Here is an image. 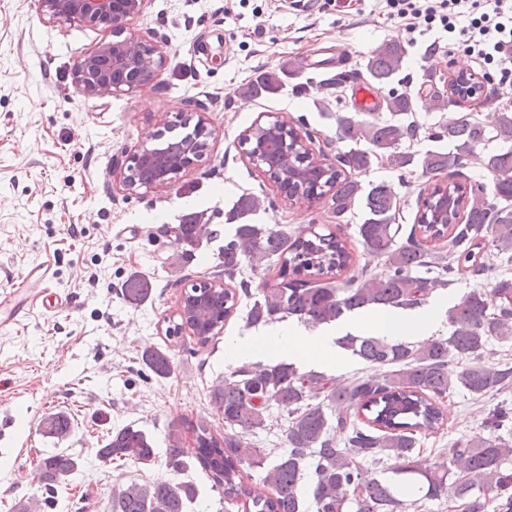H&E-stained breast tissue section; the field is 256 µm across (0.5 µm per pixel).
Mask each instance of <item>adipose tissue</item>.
<instances>
[{
	"label": "adipose tissue",
	"instance_id": "ef3b65f1",
	"mask_svg": "<svg viewBox=\"0 0 512 512\" xmlns=\"http://www.w3.org/2000/svg\"><path fill=\"white\" fill-rule=\"evenodd\" d=\"M440 313L439 307L431 306L406 311H379L373 314L356 312L349 314L350 327L361 329L375 336L403 340L411 336H425L431 330ZM337 331L331 327L310 330L288 325L277 327L260 336L234 338L227 344L230 361H247L256 354L277 361L314 362L333 366L343 358L336 343Z\"/></svg>",
	"mask_w": 512,
	"mask_h": 512
}]
</instances>
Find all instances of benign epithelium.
Segmentation results:
<instances>
[{
  "instance_id": "obj_1",
  "label": "benign epithelium",
  "mask_w": 512,
  "mask_h": 512,
  "mask_svg": "<svg viewBox=\"0 0 512 512\" xmlns=\"http://www.w3.org/2000/svg\"><path fill=\"white\" fill-rule=\"evenodd\" d=\"M147 0H36V8L43 19L53 22L60 18L91 25H104L119 34L126 23L140 15ZM163 66V54L158 46L133 36L122 40L103 42L94 51L81 58L73 71V83L85 97H105L138 90L157 79ZM179 126L186 129L181 140L173 143L169 159L157 157L155 141L163 132L141 141L126 156V165L120 167L119 180L123 190L135 194L150 185L168 186L186 176L209 148L208 139L214 135L204 119L195 124L184 120ZM277 135L278 139L291 136L303 148L305 140L291 129L288 121L275 119L265 125L256 123L243 135L245 157L256 167L263 168L274 184H279L273 170L275 158L269 156L260 143L261 132Z\"/></svg>"
}]
</instances>
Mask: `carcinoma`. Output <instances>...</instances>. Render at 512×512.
<instances>
[{"mask_svg":"<svg viewBox=\"0 0 512 512\" xmlns=\"http://www.w3.org/2000/svg\"><path fill=\"white\" fill-rule=\"evenodd\" d=\"M406 49L389 42L368 57L369 80L390 87L386 108L391 120L358 118L347 113L337 117L339 140L349 149L338 155L340 168L314 170L312 163L298 161L291 153L283 161L288 182L283 189L292 196L318 190L331 194L336 218L351 210L362 196L359 180L342 176L349 169L369 171L382 160L403 173L421 170L426 176L450 173L469 158L493 175L492 192L480 184L467 188L457 183L437 185L422 202L418 230L406 241L397 240L395 227L397 193L386 183L370 184L365 196V218L358 227L363 254L377 260L375 269L362 266L357 276H340L353 266V254L335 234L310 231H267L247 220L257 210V201L240 197L232 212L240 221L234 235L224 241V271L231 274L247 263L268 271L279 266L281 281L251 291L247 324H267L295 316L314 326L331 324L356 311L367 309H412L430 293L445 287L471 262L475 250L490 247L512 262V148L493 154L477 152L487 129L476 120L457 119L433 134L448 139L454 151L427 150L422 155L401 149L411 133L406 123L414 111L412 97L392 87L399 75ZM496 136L512 141V113L502 112L494 126ZM446 240L432 251L423 241ZM306 273L311 280H288V272ZM150 284L134 275L121 288L130 304L138 305L151 294ZM512 297V277L494 279L491 293L475 289L448 308L451 331L446 337L421 344L381 337L345 336L343 348L363 362L382 370L378 375L345 381L323 372L302 371L293 363H248L232 370L224 383L210 392L224 419V439L213 436L203 424L196 425L194 457L209 472L214 485L228 500L242 502L243 512H307L300 486L316 512H408L418 506L411 494L398 495L389 482L377 478L369 465L393 454L407 461L405 472L425 479L428 499L461 502L464 512H487L490 503L512 507V471L505 461L512 445L501 433L512 422L509 412L493 410L487 433L457 441L448 449V463L426 467L414 460L420 434H433L444 425L442 404L448 395L464 390L478 399L512 389V367L489 360L494 341L512 339V307L503 301ZM237 305V293L224 289V306L193 307L188 313L198 323L197 338L212 337L206 325L228 319ZM142 363L153 374L165 377L172 371V358L158 348L142 352ZM284 421L287 448L263 477L265 490L245 481L246 470L262 467L263 449L246 442L254 430H266L273 420ZM71 422L64 414L48 419L46 433L63 438ZM167 464H184L186 450L179 437H170ZM102 463L132 461L150 464L155 449L145 432L131 425L109 436L98 449ZM81 459L64 451L49 454L38 463L42 486L51 489L75 474ZM197 495L190 481L158 478L150 483H132L112 496L111 512H186Z\"/></svg>","mask_w":512,"mask_h":512,"instance_id":"obj_1","label":"carcinoma"}]
</instances>
